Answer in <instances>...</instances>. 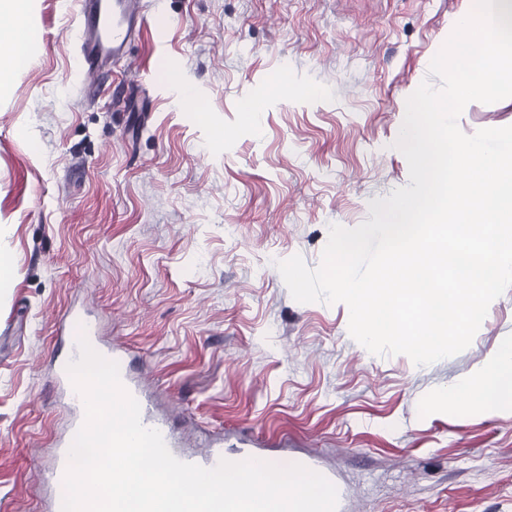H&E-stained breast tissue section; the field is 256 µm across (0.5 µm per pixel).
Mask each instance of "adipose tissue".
Instances as JSON below:
<instances>
[{
  "label": "adipose tissue",
  "mask_w": 512,
  "mask_h": 512,
  "mask_svg": "<svg viewBox=\"0 0 512 512\" xmlns=\"http://www.w3.org/2000/svg\"><path fill=\"white\" fill-rule=\"evenodd\" d=\"M27 4L28 0H0V12L8 11L13 18L11 26L0 27L1 82L29 62L24 25ZM439 398L462 407H479L503 400L512 403V336L504 338L481 366L463 377L455 387L440 393Z\"/></svg>",
  "instance_id": "adipose-tissue-1"
}]
</instances>
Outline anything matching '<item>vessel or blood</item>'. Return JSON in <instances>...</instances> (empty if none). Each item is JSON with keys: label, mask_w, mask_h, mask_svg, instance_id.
I'll return each instance as SVG.
<instances>
[{"label": "vessel or blood", "mask_w": 512, "mask_h": 512, "mask_svg": "<svg viewBox=\"0 0 512 512\" xmlns=\"http://www.w3.org/2000/svg\"><path fill=\"white\" fill-rule=\"evenodd\" d=\"M79 7L78 57L79 74L87 80V88H94L108 73L113 61L123 59L126 48L138 23L145 18L143 0H75ZM121 383L138 402L144 426L161 429V422L153 415L149 402L138 385L129 377Z\"/></svg>", "instance_id": "obj_1"}]
</instances>
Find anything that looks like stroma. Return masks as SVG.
<instances>
[{"mask_svg": "<svg viewBox=\"0 0 512 512\" xmlns=\"http://www.w3.org/2000/svg\"><path fill=\"white\" fill-rule=\"evenodd\" d=\"M473 7L147 0L90 96L74 6L31 0L29 64L0 84V512H46L71 420L47 364L73 308L128 349L184 453L314 457L340 512H512V405L437 400L512 336V288L467 349L418 366L368 352L344 303L295 301L276 267L319 266L330 225L408 185L403 107ZM458 125H512V98Z\"/></svg>", "mask_w": 512, "mask_h": 512, "instance_id": "obj_1", "label": "stroma"}]
</instances>
